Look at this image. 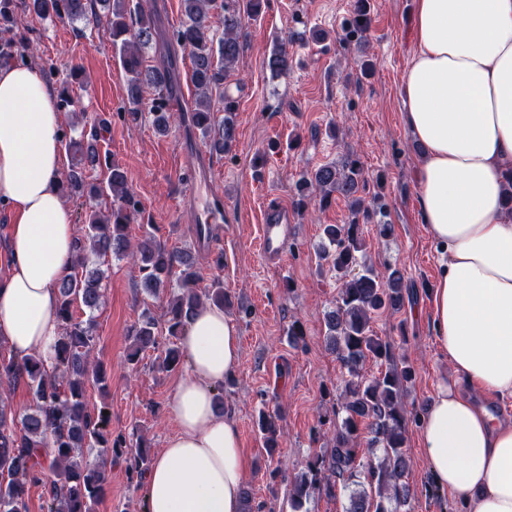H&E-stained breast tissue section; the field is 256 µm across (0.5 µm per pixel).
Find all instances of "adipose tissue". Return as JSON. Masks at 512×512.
<instances>
[{
  "instance_id": "obj_1",
  "label": "adipose tissue",
  "mask_w": 512,
  "mask_h": 512,
  "mask_svg": "<svg viewBox=\"0 0 512 512\" xmlns=\"http://www.w3.org/2000/svg\"><path fill=\"white\" fill-rule=\"evenodd\" d=\"M416 43L403 121L419 147V209L443 250L432 324L454 380H440L419 428L436 484L466 512H512V420L461 396L458 379L512 396V0H413ZM63 123L53 89L27 64L0 67V343L16 361L55 365L58 284L77 252L60 191ZM189 371L171 400L177 431L145 479L147 512H242L247 458L213 404L241 358L239 331L202 306L186 325Z\"/></svg>"
}]
</instances>
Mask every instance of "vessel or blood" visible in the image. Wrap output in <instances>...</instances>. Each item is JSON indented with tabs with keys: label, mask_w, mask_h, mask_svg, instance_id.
I'll return each mask as SVG.
<instances>
[{
	"label": "vessel or blood",
	"mask_w": 512,
	"mask_h": 512,
	"mask_svg": "<svg viewBox=\"0 0 512 512\" xmlns=\"http://www.w3.org/2000/svg\"><path fill=\"white\" fill-rule=\"evenodd\" d=\"M213 158L205 148H198L186 166V196L193 208L195 237L201 251H218L221 235L220 224L224 216V198L213 193L202 196L201 189L212 180ZM297 227L292 208L274 200L264 209L260 226L259 251L265 264H279L291 241L295 240Z\"/></svg>",
	"instance_id": "1"
}]
</instances>
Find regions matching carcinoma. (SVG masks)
Listing matches in <instances>:
<instances>
[{
	"label": "carcinoma",
	"instance_id": "obj_1",
	"mask_svg": "<svg viewBox=\"0 0 512 512\" xmlns=\"http://www.w3.org/2000/svg\"><path fill=\"white\" fill-rule=\"evenodd\" d=\"M112 3L107 15L106 34L118 59L130 76V104L138 105L141 85L147 81L163 90L170 81L169 69L143 68L144 49L155 41V19L145 0H25V8L37 16L53 14L61 20H96L94 3ZM214 0H181L185 21L173 31V42L187 50L192 60V81L197 98L192 122L211 149L228 150L234 139L233 114L236 101L224 85L227 74L240 54L241 11L257 17L267 0H224V33L215 38L208 24ZM15 3L0 0V62H9L15 45L7 23L13 20ZM371 19L363 0H357L356 17L346 28L345 39L365 37ZM290 66L285 45L274 48L268 67L280 75ZM224 87V118H217L208 94ZM155 127L165 132L174 121L166 105L154 109ZM71 164L66 182L78 195L95 201L109 192L112 208L103 214L90 209L77 225L78 250L72 272L59 285L58 318L61 336L56 345V366L47 371L31 357L23 362L0 359V512H29L31 488L44 486L43 512H96L107 481V467L114 461L125 464L129 482L139 486L148 472L152 457L142 436L132 431L112 433L105 405L89 409L90 390L106 396L111 372L92 356L96 342L94 313L104 302L106 273L100 260L112 255L128 259L137 267L143 291L167 297L164 321L144 307L131 329L127 363L136 368L142 355L157 351L159 370L177 369L183 361L182 340L185 326L198 308L212 304L232 305L223 283L200 290L198 276L187 253L173 252L157 241L151 232L134 240L129 224L137 203L128 185L126 172L113 163L107 166L106 182H91L88 172L101 164L94 143L81 148L69 138ZM366 179L359 157L354 153L343 162L325 164L301 177V185L315 193V205L326 209L341 195L350 200L351 219L346 224H325L320 258L334 273L337 283L335 307L325 315L327 344L346 370L336 385L334 419H320V426H333V445L316 455L307 469L288 479L276 469L272 478L288 484L289 512H310L308 504L317 493L334 499L346 494L344 512H403L411 489L405 482L409 459L404 450L409 411L405 403L407 386L415 377L406 361L394 363L392 344L375 335L373 316L397 310L403 303V274L397 268L379 273L364 260L366 244L363 224L377 211L359 191ZM82 311L86 318L77 316ZM368 359L386 363V370L374 377L364 374ZM25 383L34 401L21 417L13 414L8 402L11 389ZM20 420L23 434L16 435L13 424ZM255 425L264 439L267 457L280 448L277 417L258 413ZM367 434L368 454L360 449Z\"/></svg>",
	"mask_w": 512,
	"mask_h": 512
}]
</instances>
